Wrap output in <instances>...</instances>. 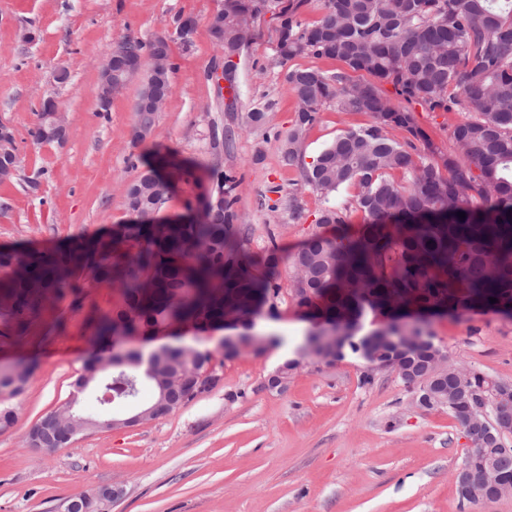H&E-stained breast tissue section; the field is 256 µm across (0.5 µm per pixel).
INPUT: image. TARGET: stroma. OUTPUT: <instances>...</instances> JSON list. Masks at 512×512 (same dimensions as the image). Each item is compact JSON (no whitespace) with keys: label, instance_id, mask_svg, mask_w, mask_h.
I'll return each mask as SVG.
<instances>
[{"label":"stroma","instance_id":"stroma-1","mask_svg":"<svg viewBox=\"0 0 512 512\" xmlns=\"http://www.w3.org/2000/svg\"><path fill=\"white\" fill-rule=\"evenodd\" d=\"M222 0H0V122L14 130L21 169L0 183V250L51 251L78 238L127 223L126 189L158 150L193 168L177 179L162 216H194L204 192L214 191L212 166L239 182L236 209L243 248L263 254L269 242L299 247L324 207L320 193L300 182L282 160V140L295 103L276 53L277 21L255 18L250 43L236 60L239 97L226 111L211 71L223 64L210 29ZM194 23L188 39L179 21ZM167 37L175 70L172 94L158 115L155 136L134 141L130 128L141 80L133 78L108 111L97 101L102 54L123 38ZM67 69L60 83L56 73ZM68 114L64 144L34 143L42 101ZM262 109L263 125L249 112ZM367 115L325 104L301 147L315 155L341 130ZM232 146H225V128ZM294 197V208L269 211L270 188ZM273 313L259 332L280 337L261 354L233 360L216 354L220 384L176 412L133 428L82 435L54 451L27 447L30 428L66 402L89 358L98 314L121 303L116 285L82 276L79 288L51 298L16 335L0 315V363L35 362L26 391L11 404L13 427L0 432V512H63L75 495L105 486L117 496L108 512H512V497L461 506L455 472L469 446L448 413L414 409L398 379L376 374L359 383L362 361L331 364L299 357L308 327L281 275ZM434 340L454 361L512 383V317L474 311L441 316ZM298 359L284 393L262 387L284 360Z\"/></svg>","mask_w":512,"mask_h":512}]
</instances>
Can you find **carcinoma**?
<instances>
[{
    "label": "carcinoma",
    "instance_id": "cac0c4a2",
    "mask_svg": "<svg viewBox=\"0 0 512 512\" xmlns=\"http://www.w3.org/2000/svg\"><path fill=\"white\" fill-rule=\"evenodd\" d=\"M302 3L285 0H224L213 36L224 56H239L251 20L271 13L279 20L277 53L284 64L313 56L341 61L348 72L327 74L294 67L285 82L295 100V117L283 161L298 164L301 145L321 107L370 117L369 123L336 134L311 162L303 163V185L321 193L325 206L299 250L282 254L275 235L258 258L240 239L235 194L238 181L211 169L224 204L187 223L117 224L105 237L80 239L44 253L0 251V312L17 330L40 304L87 273L118 286L120 308L97 319L85 373L117 358L83 391L73 386L81 410L70 426L69 403L42 417L26 436L31 448H64L76 437L117 428L130 406L152 410L158 419L197 397L196 385L213 360L209 350L186 345L163 359L171 376L187 385L173 406H160L159 388L148 375V358L114 346L133 336H156L179 321L205 336L224 322L231 303L248 320L280 292V267L291 271V292L313 326L346 314L358 327L342 333L339 358L362 357L364 350L401 365L398 380L408 396L424 399L427 411L448 413L470 442L461 466L474 476L493 465L502 483H512V383L480 369L458 366L446 349L437 356L428 342L406 337L423 332L401 323L411 309L459 316L472 310L512 309V0H321L319 20L298 17ZM113 47L150 60L171 58L168 42L125 38ZM174 65L158 72L147 67L139 96L169 98ZM393 86L402 103L384 97L380 84ZM466 110L468 118L451 131L444 151L420 127L410 109ZM190 171L162 157L128 186L126 207L161 210L171 184L158 167ZM355 189L361 224L347 222L336 205L341 190ZM465 213L461 219L457 213ZM27 276L20 280L14 267ZM496 303H491L490 298ZM14 376L0 377V393L21 394L34 368L25 362ZM112 400L103 399L105 391ZM487 402L494 427L469 419V407Z\"/></svg>",
    "mask_w": 512,
    "mask_h": 512
}]
</instances>
